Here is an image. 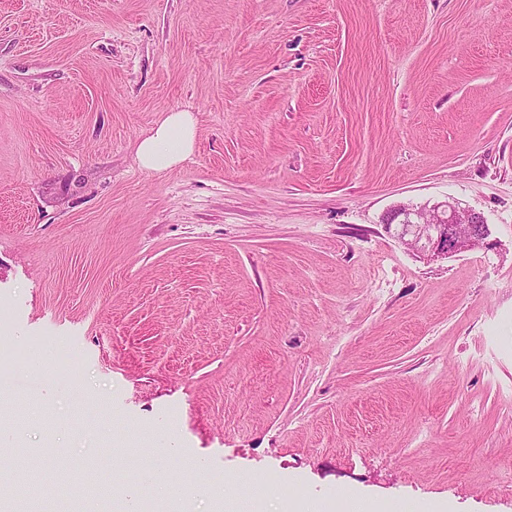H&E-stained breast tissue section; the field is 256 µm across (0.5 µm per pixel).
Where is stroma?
I'll use <instances>...</instances> for the list:
<instances>
[{
  "mask_svg": "<svg viewBox=\"0 0 512 512\" xmlns=\"http://www.w3.org/2000/svg\"><path fill=\"white\" fill-rule=\"evenodd\" d=\"M447 198L487 247L386 231ZM0 403L6 512L57 447L84 512H512V0H0ZM196 134V119L187 110H173L143 138L136 148L139 166L148 172L173 168L192 152Z\"/></svg>",
  "mask_w": 512,
  "mask_h": 512,
  "instance_id": "obj_1",
  "label": "stroma"
}]
</instances>
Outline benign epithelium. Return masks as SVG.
Here are the masks:
<instances>
[{
  "instance_id": "benign-epithelium-1",
  "label": "benign epithelium",
  "mask_w": 512,
  "mask_h": 512,
  "mask_svg": "<svg viewBox=\"0 0 512 512\" xmlns=\"http://www.w3.org/2000/svg\"><path fill=\"white\" fill-rule=\"evenodd\" d=\"M385 228L427 258L485 247L490 234L480 213L449 200L430 206L400 205L387 217Z\"/></svg>"
}]
</instances>
